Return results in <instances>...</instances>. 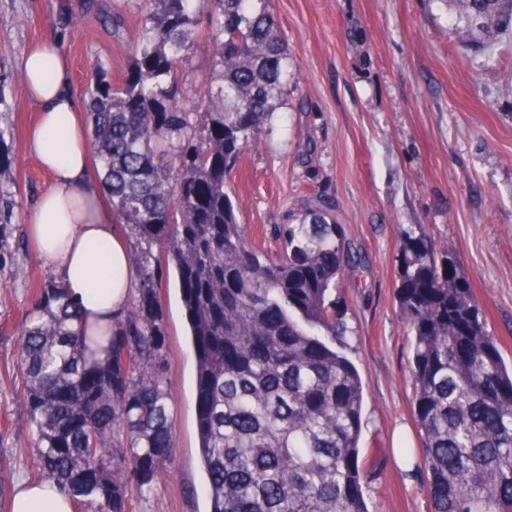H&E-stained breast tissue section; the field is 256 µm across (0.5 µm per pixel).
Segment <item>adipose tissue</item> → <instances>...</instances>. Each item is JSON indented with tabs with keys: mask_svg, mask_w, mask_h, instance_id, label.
<instances>
[{
	"mask_svg": "<svg viewBox=\"0 0 512 512\" xmlns=\"http://www.w3.org/2000/svg\"><path fill=\"white\" fill-rule=\"evenodd\" d=\"M47 56L54 69L46 81L41 70ZM23 76L27 96L38 112L25 150L54 182L29 210L28 231L40 257L67 284L82 321L92 329H104L124 313L135 286L130 248L91 173L89 137L70 92V61L59 43L46 41L30 49L23 59ZM100 242L110 246V282L102 292L90 282ZM13 512H73V503L55 485L23 483L16 488Z\"/></svg>",
	"mask_w": 512,
	"mask_h": 512,
	"instance_id": "1",
	"label": "adipose tissue"
}]
</instances>
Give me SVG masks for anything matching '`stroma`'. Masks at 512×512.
<instances>
[{
    "label": "stroma",
    "mask_w": 512,
    "mask_h": 512,
    "mask_svg": "<svg viewBox=\"0 0 512 512\" xmlns=\"http://www.w3.org/2000/svg\"><path fill=\"white\" fill-rule=\"evenodd\" d=\"M288 45V97L227 180L249 236L288 223L302 199L323 194L362 262L346 268L336 296L354 336L342 353L364 387L359 462L369 512H431L420 461L404 463L400 438L422 446L413 418L411 337L395 301L398 230L415 226L455 252L506 364H512V46L464 48L442 0H272ZM117 12L123 38L103 23ZM142 0H0V107L14 140L11 180L19 202L10 243L29 278L0 281V366L12 360L31 304L32 279L53 276L27 236L25 213L51 177L24 151L37 111L22 85V59L38 41H59L71 93L85 108L94 66L121 81ZM217 71L206 48L182 66L178 96L191 107ZM173 462L139 512H208L198 458L195 360L175 271L164 275ZM21 381L0 370V467L11 482L36 480Z\"/></svg>",
    "instance_id": "1"
}]
</instances>
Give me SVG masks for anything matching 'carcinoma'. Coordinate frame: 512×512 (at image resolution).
I'll use <instances>...</instances> for the list:
<instances>
[{
	"mask_svg": "<svg viewBox=\"0 0 512 512\" xmlns=\"http://www.w3.org/2000/svg\"><path fill=\"white\" fill-rule=\"evenodd\" d=\"M458 41L512 42V0H444ZM271 0H147L124 79L94 74L96 178L135 239V302L106 336L58 278L37 280L13 360L40 481L74 512H137L170 460L163 265L177 274L196 360L199 460L210 512H368L358 465L364 388L332 343L352 335L336 288L356 262L336 206L304 202L280 252L249 244L227 174L288 96ZM209 14L207 35L196 15ZM206 45L221 84L191 109L179 69ZM0 223V274L25 275ZM396 302L414 337L413 417L432 512H512V367L487 333L458 257L399 231Z\"/></svg>",
	"mask_w": 512,
	"mask_h": 512,
	"instance_id": "carcinoma-1",
	"label": "carcinoma"
}]
</instances>
